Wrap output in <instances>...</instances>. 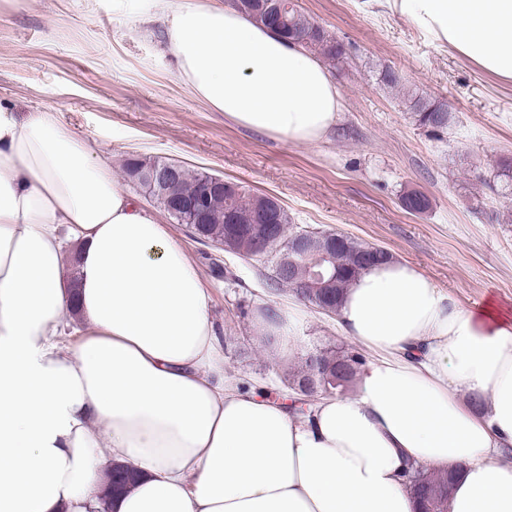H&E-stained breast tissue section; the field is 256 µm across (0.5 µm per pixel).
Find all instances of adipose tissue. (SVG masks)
<instances>
[{
  "instance_id": "adipose-tissue-1",
  "label": "adipose tissue",
  "mask_w": 512,
  "mask_h": 512,
  "mask_svg": "<svg viewBox=\"0 0 512 512\" xmlns=\"http://www.w3.org/2000/svg\"><path fill=\"white\" fill-rule=\"evenodd\" d=\"M399 6L512 77V0ZM142 12L165 16L179 80L226 119L292 143L335 124L323 63L223 0ZM74 314L86 328L66 348ZM300 315L257 321L289 355ZM339 324L374 353L355 394L300 414L233 383L210 290L168 225L52 113L0 104V512H99L115 467L139 480L112 512H418L408 460L458 472L448 512H512V318L391 260L355 279Z\"/></svg>"
}]
</instances>
